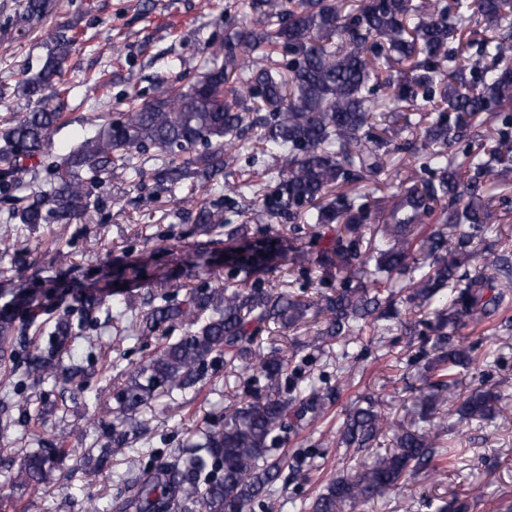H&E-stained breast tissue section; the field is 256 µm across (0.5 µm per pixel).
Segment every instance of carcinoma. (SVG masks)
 <instances>
[{"label":"carcinoma","mask_w":512,"mask_h":512,"mask_svg":"<svg viewBox=\"0 0 512 512\" xmlns=\"http://www.w3.org/2000/svg\"><path fill=\"white\" fill-rule=\"evenodd\" d=\"M54 0H24L11 22L27 29L46 18ZM253 16L233 29L212 65L192 82L158 89L145 103L131 97L126 109L90 117L94 134L60 158L48 192L34 190L35 159L48 146L50 131L62 120L67 93L62 65L76 50L77 36L50 35L47 55L34 74L24 73L16 91L33 109L0 126V172L19 189H32L33 201L12 217L22 224L53 220L68 224L85 209L102 175L131 172L160 187L185 179L216 185L228 176L231 152L248 148L245 135L257 131L270 180L252 186L224 182V205L190 203L196 229L226 228L237 250L224 265L232 288L198 287L182 301L160 297V304L137 314L122 330L147 339L164 325H180L184 336L169 342L129 375L117 394L112 417V455L122 454L137 432L131 415L162 392L198 383L208 360L251 369L263 381L264 397L238 407L221 428H205L191 452L172 457L161 475L142 482L126 506L135 512H244L257 499L274 496L281 461L271 458L277 433L293 414L324 413L323 378L290 369L291 360L274 349H253L259 335L275 324L296 323L307 315L322 323L308 346L344 372L347 347L398 313L402 300L434 311L432 378L414 389L407 423L398 426L396 448L378 457L361 476L338 477L309 504L310 512L354 509L397 489L408 479L429 480L438 465L453 464L458 449L444 436L462 431L475 418L487 419L496 396L475 391L448 414L433 418L440 393L457 383L458 367L479 363L470 345L448 346L467 320L477 321L498 305L512 287L508 249L479 255L470 242L490 230L487 181L512 177V0H252ZM484 17L494 34L477 41L465 66L456 62L453 43L463 39L466 12ZM438 100L448 113L428 120L419 102ZM404 119L419 139L396 142L386 134ZM497 121L489 143L471 147L474 129ZM464 145L461 154L450 152ZM155 155L146 159L148 150ZM420 160L430 173L403 187L388 219L362 250L363 227L373 210L347 187L384 171L392 153ZM250 198L257 221L265 224H342L332 253L348 276L340 289L301 300L267 289L263 274L283 256L282 239L269 231L249 232L233 225L228 213ZM375 262L373 284H352ZM147 264L134 261L112 270V278L141 282ZM38 376L71 380L68 369L36 356ZM390 423L373 406L350 411L336 431V446L366 448ZM14 485L47 487L57 479V455L34 451L20 463L0 460Z\"/></svg>","instance_id":"cac0c4a2"}]
</instances>
